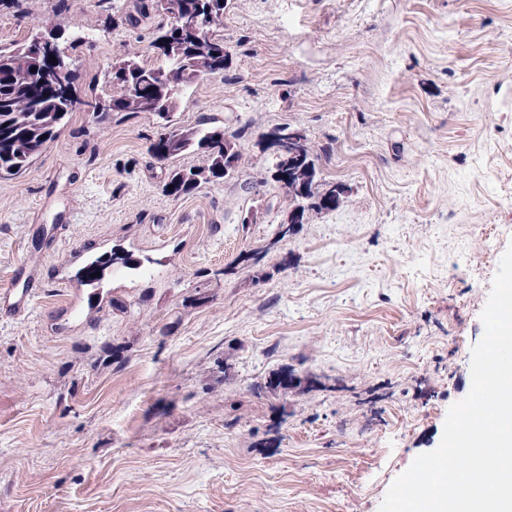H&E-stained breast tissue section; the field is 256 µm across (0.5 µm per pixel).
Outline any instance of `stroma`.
<instances>
[{"label": "stroma", "mask_w": 512, "mask_h": 512, "mask_svg": "<svg viewBox=\"0 0 512 512\" xmlns=\"http://www.w3.org/2000/svg\"><path fill=\"white\" fill-rule=\"evenodd\" d=\"M49 15L80 98L153 59L158 18L98 0H0V44ZM223 34L171 121L72 112L0 179V289L38 290L0 313V512H379L471 389L512 245V0H227ZM211 118L244 167L166 195L206 156L151 143ZM282 124L348 188L287 235ZM285 367L301 388L258 392ZM269 131L264 137V143L266 149L274 152L276 156L285 153L287 150L288 153V142H296L300 140L303 136V132L300 129H295L292 131H288L286 128H277ZM35 294L34 288H1L0 312L17 317L25 316L32 306Z\"/></svg>", "instance_id": "stroma-1"}]
</instances>
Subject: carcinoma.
<instances>
[{
    "label": "carcinoma",
    "mask_w": 512,
    "mask_h": 512,
    "mask_svg": "<svg viewBox=\"0 0 512 512\" xmlns=\"http://www.w3.org/2000/svg\"><path fill=\"white\" fill-rule=\"evenodd\" d=\"M227 0H138L134 12L125 19L155 14L169 19L157 26L152 46L162 58L148 64L137 52L112 61V97L81 101L76 96V70L60 47L53 56H34L31 42L0 46V177L24 172L44 145L55 139L69 113L77 104L98 112L106 120L114 112H149L169 120L184 87L196 80L224 72L231 56L224 46L220 29L224 28ZM241 133L228 132L223 126L203 122L188 129L172 131V138L151 145L153 155L162 160L190 150L207 153L208 164L190 170H172L163 185L164 192L178 198L201 184L224 177V169L241 164L243 154L236 140ZM307 164L304 180L281 184L289 203H300L304 219L324 210L323 199L332 182L321 177L319 156L310 139L300 145ZM173 189H168V186Z\"/></svg>",
    "instance_id": "carcinoma-1"
}]
</instances>
